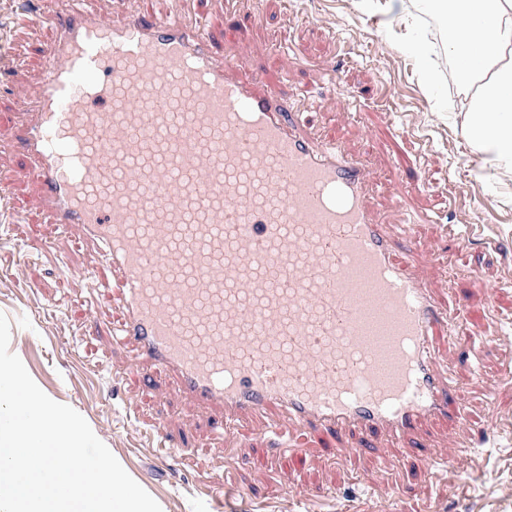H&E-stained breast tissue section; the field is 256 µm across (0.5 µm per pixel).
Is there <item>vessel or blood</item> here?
<instances>
[{
    "instance_id": "vessel-or-blood-1",
    "label": "vessel or blood",
    "mask_w": 512,
    "mask_h": 512,
    "mask_svg": "<svg viewBox=\"0 0 512 512\" xmlns=\"http://www.w3.org/2000/svg\"><path fill=\"white\" fill-rule=\"evenodd\" d=\"M41 11L43 68L7 144L49 223L94 246L117 302L112 346L164 377L223 436L228 421L318 436L333 460L420 455V426L466 425L433 349L469 339L378 221L370 173L308 133L279 82L243 79L197 9ZM357 435L353 449L337 437Z\"/></svg>"
}]
</instances>
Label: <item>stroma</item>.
<instances>
[{
  "label": "stroma",
  "mask_w": 512,
  "mask_h": 512,
  "mask_svg": "<svg viewBox=\"0 0 512 512\" xmlns=\"http://www.w3.org/2000/svg\"><path fill=\"white\" fill-rule=\"evenodd\" d=\"M223 0H203L215 32L228 33L227 51L243 76L281 80L282 94L311 127L336 139L369 169L370 199L378 218H417L419 270L448 303L463 305L476 338L469 352L441 343L439 355L465 390L468 424L439 420L424 426L428 448L461 444L464 473L427 480L420 460L399 463L391 451L332 461L315 438L271 456L257 425L237 426V461L225 472L214 432L182 401L168 380L143 387L126 353L112 348L120 310L94 300L84 273L100 257L64 240L45 223L38 192L18 155L0 154V192L18 215L0 222V313L11 323L10 350L38 387L88 422L126 472L162 512H203L207 478L227 476L224 512H512V380H504L512 352V179L497 178L484 154L463 131L459 108L469 97L459 87L444 45L445 18L421 0H257L249 23H230ZM30 45L19 74L42 67L39 50L50 37L29 11V0H0V48L16 29ZM425 43L437 72L428 85L414 43ZM355 101L345 105L344 91ZM480 238L438 266L433 252L447 250L448 230ZM43 239L61 243L60 255L33 250ZM97 319H90L91 308ZM125 382L111 392L109 373ZM500 379L492 396L480 377ZM185 431L187 465L162 468L144 430Z\"/></svg>",
  "instance_id": "stroma-1"
}]
</instances>
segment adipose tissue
<instances>
[{
    "mask_svg": "<svg viewBox=\"0 0 512 512\" xmlns=\"http://www.w3.org/2000/svg\"><path fill=\"white\" fill-rule=\"evenodd\" d=\"M454 20L445 30L460 84L472 97L463 117L471 146L501 176L512 175V0H431Z\"/></svg>",
    "mask_w": 512,
    "mask_h": 512,
    "instance_id": "ef3b65f1",
    "label": "adipose tissue"
}]
</instances>
